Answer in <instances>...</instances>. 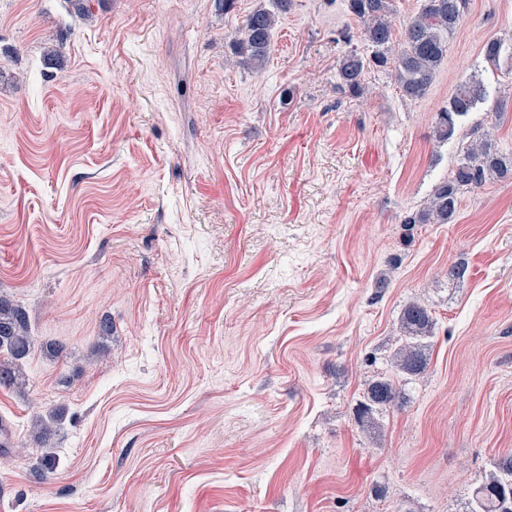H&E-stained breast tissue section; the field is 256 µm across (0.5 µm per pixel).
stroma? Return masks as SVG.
<instances>
[{
    "label": "stroma",
    "mask_w": 512,
    "mask_h": 512,
    "mask_svg": "<svg viewBox=\"0 0 512 512\" xmlns=\"http://www.w3.org/2000/svg\"><path fill=\"white\" fill-rule=\"evenodd\" d=\"M85 4L0 0V295L38 344L0 387V512H471L512 457V180L403 218L455 166L433 121L460 83L487 90L466 129L512 147V58L480 54L512 0H471L417 100L388 72L337 93L347 0H292L259 71L229 41L272 0ZM412 301L428 366L371 433Z\"/></svg>",
    "instance_id": "1"
}]
</instances>
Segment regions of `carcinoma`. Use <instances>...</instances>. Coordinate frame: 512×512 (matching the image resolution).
Returning a JSON list of instances; mask_svg holds the SVG:
<instances>
[{"label":"carcinoma","mask_w":512,"mask_h":512,"mask_svg":"<svg viewBox=\"0 0 512 512\" xmlns=\"http://www.w3.org/2000/svg\"><path fill=\"white\" fill-rule=\"evenodd\" d=\"M274 9L258 7L248 13L233 41L236 54L253 68H261L270 55L278 14L288 12L291 0H273ZM350 13L361 23L369 54L352 49L336 66V90L344 97L364 95V75L370 68L389 70L402 95L421 98L448 56V43L469 12L470 0H423L420 11L402 27L401 46H395L393 0H348ZM503 41H486L481 54L488 64H498ZM484 84L471 79L458 86L448 105L435 113L433 133L439 142L458 139L460 121L485 100ZM512 179V150H502L488 139L466 145L452 175L435 185L426 209L402 220L410 224H447L459 209L462 196L481 189L490 180ZM404 338L390 357L391 374L380 373L368 385L359 409L360 419L380 428V415L402 399L400 383H409L426 370V350L433 336L432 313L418 302L409 303L401 317ZM35 349L26 310L0 296V386L23 384V363ZM55 417L34 419V438L46 444ZM471 512H512V459L498 464L475 488Z\"/></svg>","instance_id":"carcinoma-1"}]
</instances>
